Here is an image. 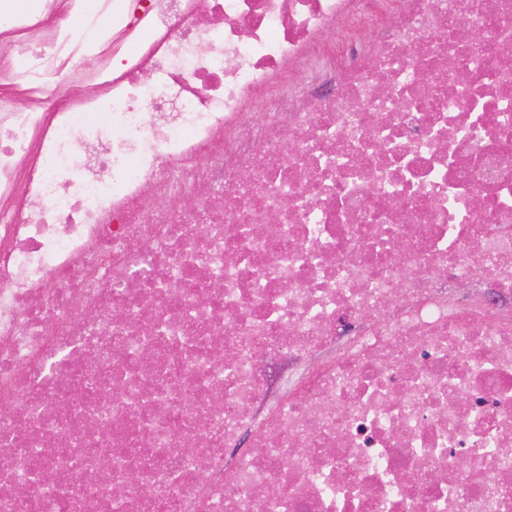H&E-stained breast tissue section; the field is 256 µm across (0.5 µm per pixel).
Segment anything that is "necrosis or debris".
I'll use <instances>...</instances> for the list:
<instances>
[{"instance_id":"obj_1","label":"necrosis or debris","mask_w":512,"mask_h":512,"mask_svg":"<svg viewBox=\"0 0 512 512\" xmlns=\"http://www.w3.org/2000/svg\"><path fill=\"white\" fill-rule=\"evenodd\" d=\"M74 2L0 19V512H512V0ZM260 367L270 379L271 394H274L279 382L288 373L291 367V361L285 356L272 355L262 359Z\"/></svg>"}]
</instances>
